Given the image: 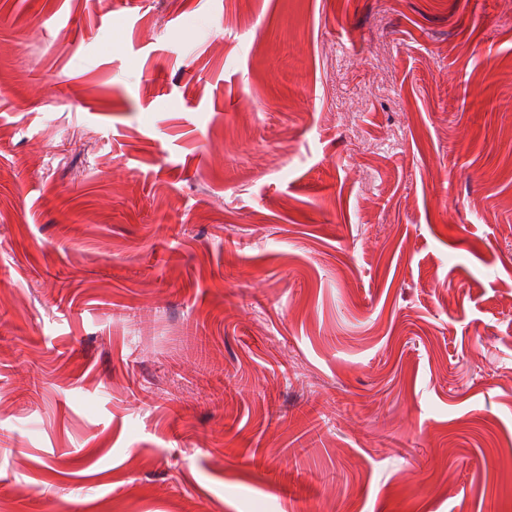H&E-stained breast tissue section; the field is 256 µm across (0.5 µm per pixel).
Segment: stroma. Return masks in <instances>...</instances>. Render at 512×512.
<instances>
[{"label": "stroma", "instance_id": "stroma-1", "mask_svg": "<svg viewBox=\"0 0 512 512\" xmlns=\"http://www.w3.org/2000/svg\"><path fill=\"white\" fill-rule=\"evenodd\" d=\"M512 0H0V512H512Z\"/></svg>", "mask_w": 512, "mask_h": 512}]
</instances>
